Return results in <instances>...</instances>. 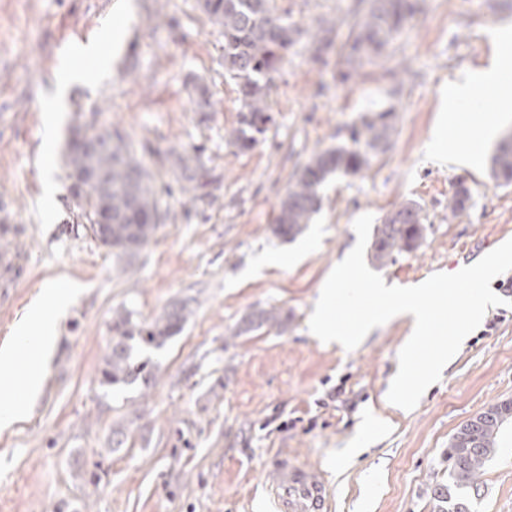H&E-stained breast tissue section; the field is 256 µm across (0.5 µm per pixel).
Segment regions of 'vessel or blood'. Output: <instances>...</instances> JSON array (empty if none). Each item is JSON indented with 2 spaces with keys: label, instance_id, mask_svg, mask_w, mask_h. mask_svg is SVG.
I'll return each instance as SVG.
<instances>
[{
  "label": "vessel or blood",
  "instance_id": "b4317fda",
  "mask_svg": "<svg viewBox=\"0 0 512 512\" xmlns=\"http://www.w3.org/2000/svg\"><path fill=\"white\" fill-rule=\"evenodd\" d=\"M19 260L16 250L0 248V287L11 288ZM267 491L269 512H327L328 489L321 472L287 457L277 459Z\"/></svg>",
  "mask_w": 512,
  "mask_h": 512
}]
</instances>
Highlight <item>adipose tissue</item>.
<instances>
[{
  "instance_id": "1",
  "label": "adipose tissue",
  "mask_w": 512,
  "mask_h": 512,
  "mask_svg": "<svg viewBox=\"0 0 512 512\" xmlns=\"http://www.w3.org/2000/svg\"><path fill=\"white\" fill-rule=\"evenodd\" d=\"M499 54L487 69L471 75L462 82L450 83L442 96L441 118L427 144V157L437 165L460 160L477 161L479 146L489 135L491 127L483 123L471 128L464 136H456L461 102L485 100L486 90L495 93L499 107L512 106V29L497 36ZM93 84L94 74L84 69L66 68L54 75L53 89L44 103L46 127L54 129L65 109V101L72 83ZM70 290L63 283L44 288L37 302L23 315L15 327L16 339L0 345V371L18 366L27 369L22 398L0 401V427L9 428L24 419L40 389V375L44 372L54 341L58 335L59 316L67 307Z\"/></svg>"
}]
</instances>
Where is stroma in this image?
<instances>
[{
	"instance_id": "35a3bbf8",
	"label": "stroma",
	"mask_w": 512,
	"mask_h": 512,
	"mask_svg": "<svg viewBox=\"0 0 512 512\" xmlns=\"http://www.w3.org/2000/svg\"><path fill=\"white\" fill-rule=\"evenodd\" d=\"M129 34L98 63L81 53L118 0H0V209L25 261L14 300L0 306V344L43 287L63 281L71 302L29 418L0 431V512H263L277 455L322 470L328 512H443L448 442L490 404L512 400V271L492 282L490 309L455 362L410 411L386 392L398 370L408 321L380 327L353 350L327 346L308 320L329 271L356 243L354 220L375 224L400 204L424 208L418 247L379 267L408 287L472 264L512 238V183L490 176L496 141L512 132V110L478 165L435 166L425 146L440 117L441 89L488 68L492 33L512 11L491 0H424L387 58L343 78L344 18L352 0H273L307 34L290 49L272 90V117L255 146L229 141L241 109L224 75V37L198 0H130ZM331 28L332 46L309 34ZM95 65L92 86H74L53 134L43 102L62 65ZM208 91L201 106L198 87ZM399 109L385 151L359 176L332 174L311 221L286 240L271 226L299 168L349 139L361 115ZM98 113L139 151L168 216L134 257L116 258L77 223L65 166L69 132ZM55 158V211L44 208V152ZM197 157L182 185L171 154ZM472 200L448 214L458 185ZM285 263L272 262V255ZM187 302L183 329L159 350L149 389L105 391L99 367L112 313L146 324ZM260 309L287 315L285 328L236 335ZM381 436L349 468L339 457L365 418ZM97 473L101 480L90 485ZM471 512H512V421L477 484L462 489Z\"/></svg>"
}]
</instances>
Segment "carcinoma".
Wrapping results in <instances>:
<instances>
[{"mask_svg":"<svg viewBox=\"0 0 512 512\" xmlns=\"http://www.w3.org/2000/svg\"><path fill=\"white\" fill-rule=\"evenodd\" d=\"M369 2L364 13L350 10L353 22L343 45L347 77L373 62L396 39L420 9L421 0ZM201 7L224 35V75L236 81L242 102L231 140L239 151L245 152L255 146L257 135L272 122L273 74L305 31L276 15L271 0H202ZM394 119L393 107L371 110L352 127L351 144L313 156L290 184L271 232L284 239L301 232L319 208V188L326 178L335 172L355 176L368 170L394 134ZM95 135L97 144L92 155L80 144L68 145V174L90 167L102 174L97 192L87 198L84 220L92 221L95 197L106 199L112 223L105 226L104 234L112 242V253L120 258L132 257L148 244L166 214L154 176L125 136L116 129L97 130ZM490 171L493 179L512 183V145H499ZM470 199L469 189L459 186L448 200L450 215L455 217L466 210ZM425 219L422 206L413 200L387 214L374 231V260L385 265L394 254L413 251L423 236ZM186 309L185 303H176L147 325L134 322L132 312L125 308L114 311L112 329L116 336L102 359L101 384L112 388L149 387L154 375L147 362L137 359L135 350L141 346L158 349L180 333ZM287 321L288 317L274 310H259L244 319L243 331L265 325L283 328ZM503 425L504 421L487 416L473 427L465 424L456 430L448 444V488L474 486L480 469L496 450Z\"/></svg>","mask_w":512,"mask_h":512,"instance_id":"1","label":"carcinoma"}]
</instances>
